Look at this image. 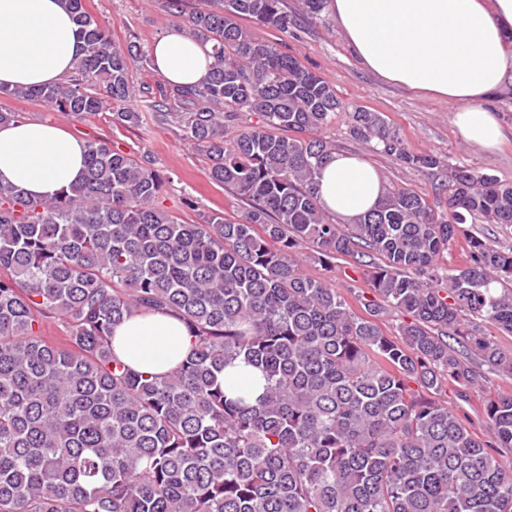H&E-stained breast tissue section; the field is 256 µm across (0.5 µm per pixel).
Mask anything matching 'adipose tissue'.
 <instances>
[{
	"label": "adipose tissue",
	"mask_w": 512,
	"mask_h": 512,
	"mask_svg": "<svg viewBox=\"0 0 512 512\" xmlns=\"http://www.w3.org/2000/svg\"><path fill=\"white\" fill-rule=\"evenodd\" d=\"M354 57L382 82L456 106L454 124L469 146L491 151L504 138L486 102L512 92V0H328ZM63 0H0V86L43 87L74 69L81 42ZM151 56L175 85L203 82L214 64L210 44L178 31L155 40ZM86 143L35 120L0 126V185L51 198L77 181ZM386 194L380 173L358 155L338 152L322 169L320 198L355 222ZM192 348L178 318L136 314L113 330L114 354L145 374L172 371Z\"/></svg>",
	"instance_id": "ef3b65f1"
}]
</instances>
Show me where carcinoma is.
<instances>
[{
    "label": "carcinoma",
    "mask_w": 512,
    "mask_h": 512,
    "mask_svg": "<svg viewBox=\"0 0 512 512\" xmlns=\"http://www.w3.org/2000/svg\"><path fill=\"white\" fill-rule=\"evenodd\" d=\"M82 42L72 75L0 97L67 116L146 98L156 122L202 151L213 182L246 205L188 224L159 206L165 178L146 156L86 142L82 179L51 199L0 186V512H512V395L487 400L488 439L442 404L479 383L465 349L504 374L481 323L512 334V248L467 236L479 217L512 225V183L409 150L384 115L349 113L348 135L440 179L442 209L412 188L387 191L353 224L329 219L319 179L343 108L335 88L244 18L288 31L284 0H186L165 8L212 45L206 81L134 86L150 54L112 45L67 0ZM260 123L230 134L238 112ZM467 237L464 268L438 260ZM373 259L363 273L384 309L408 316L395 340L306 273ZM175 314L194 338L173 371L145 375L112 352L135 312ZM57 318L68 336H44ZM461 344L457 349L448 342ZM241 362L263 392L224 378Z\"/></svg>",
    "instance_id": "1"
}]
</instances>
